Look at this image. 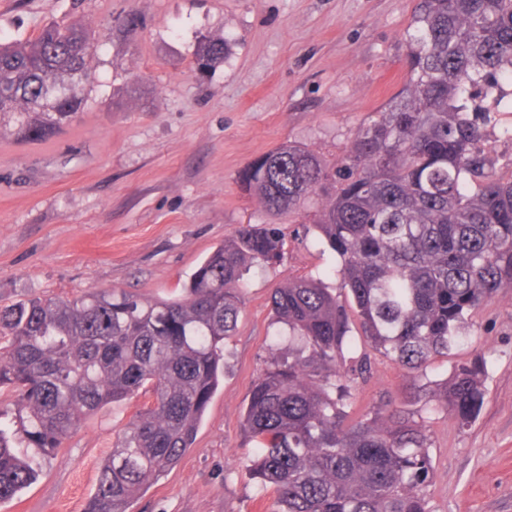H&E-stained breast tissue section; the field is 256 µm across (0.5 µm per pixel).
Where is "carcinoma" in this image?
Segmentation results:
<instances>
[{"mask_svg": "<svg viewBox=\"0 0 512 512\" xmlns=\"http://www.w3.org/2000/svg\"><path fill=\"white\" fill-rule=\"evenodd\" d=\"M398 95L360 126L339 165L292 144L247 165L242 182L271 214L322 195L312 227L340 262L355 308L309 276L273 289L288 346L266 362L243 413L251 472L276 494L277 512H432L434 469L426 426L382 401L349 419L351 394L333 378L367 379L348 365L356 320L368 347L422 388L431 360L448 357L471 315L512 288V176L482 147L484 93L512 80V0H419ZM94 42L49 26L24 43L0 40V124L39 141L84 108ZM224 41L203 43V69ZM285 233L241 224L185 286L187 297L149 302L101 291L0 307V503L34 483L87 415L152 394L100 469L83 512H128L191 447L224 377L241 288L254 266L277 263ZM436 409L464 424L483 389L465 365L434 391Z\"/></svg>", "mask_w": 512, "mask_h": 512, "instance_id": "obj_1", "label": "carcinoma"}]
</instances>
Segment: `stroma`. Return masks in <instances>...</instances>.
I'll return each instance as SVG.
<instances>
[{"label": "stroma", "instance_id": "stroma-1", "mask_svg": "<svg viewBox=\"0 0 512 512\" xmlns=\"http://www.w3.org/2000/svg\"><path fill=\"white\" fill-rule=\"evenodd\" d=\"M418 0H0V38L48 24L97 36L80 116L42 141L0 127V306L123 290L146 301L184 298L198 264L241 224H279L281 262L244 280L228 367L179 464L129 512H275L272 490L247 468L242 430L251 385L286 339L270 295L310 274L338 287L335 255L304 233L312 211L271 216L240 179L284 143L340 163L359 126L404 85L406 34ZM135 15L138 25L123 20ZM224 58L197 70L201 42ZM466 364L484 401L469 425L411 398L406 370L373 355L368 381L349 383L356 412L389 400L424 420L435 471L434 512H512V289L478 309L430 380ZM142 397L87 417L37 481L0 512H82L99 468Z\"/></svg>", "mask_w": 512, "mask_h": 512}]
</instances>
